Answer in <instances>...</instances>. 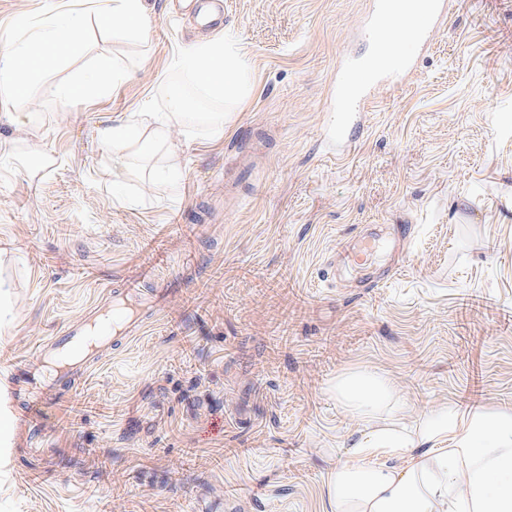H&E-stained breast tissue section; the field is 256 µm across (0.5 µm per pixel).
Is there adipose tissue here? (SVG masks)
Listing matches in <instances>:
<instances>
[{
  "label": "adipose tissue",
  "mask_w": 512,
  "mask_h": 512,
  "mask_svg": "<svg viewBox=\"0 0 512 512\" xmlns=\"http://www.w3.org/2000/svg\"><path fill=\"white\" fill-rule=\"evenodd\" d=\"M113 32L146 35L145 0H112L101 14ZM200 92L214 99L240 98L245 67L223 38L194 43L176 60ZM185 99L172 98L162 116L147 114L141 126L117 121L99 131L122 179L127 155L150 145L178 154L176 127L189 117ZM340 399L358 421L369 424L346 462L326 477L334 512H512V410L460 415L440 407L413 435L375 418L393 396L391 381L370 371L338 384ZM456 439L453 448L447 439Z\"/></svg>",
  "instance_id": "ef3b65f1"
}]
</instances>
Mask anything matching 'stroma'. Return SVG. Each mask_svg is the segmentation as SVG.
<instances>
[{
	"mask_svg": "<svg viewBox=\"0 0 512 512\" xmlns=\"http://www.w3.org/2000/svg\"><path fill=\"white\" fill-rule=\"evenodd\" d=\"M146 5L110 94L37 96L19 128L0 104V388L144 267L159 306L99 351L77 426L45 384L32 433L0 447V512H331L325 477L366 431L336 385L362 370L411 434L445 404L512 409V0H462L354 117L332 91L371 51L372 0H224L213 32L198 0ZM215 35L246 69L232 104L175 65ZM174 94L196 114L181 153L130 156L113 187L99 129ZM217 112L223 136H202Z\"/></svg>",
	"mask_w": 512,
	"mask_h": 512,
	"instance_id": "stroma-1",
	"label": "stroma"
}]
</instances>
